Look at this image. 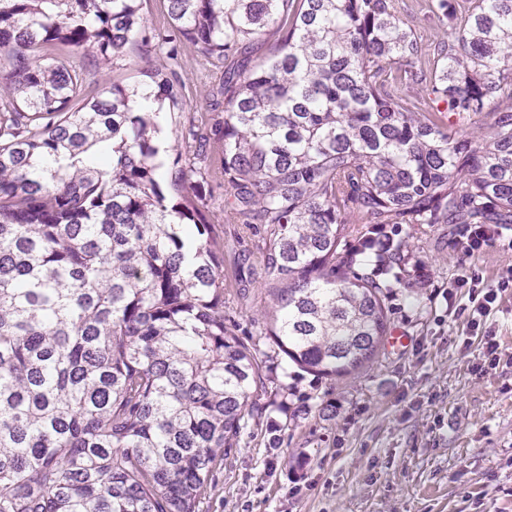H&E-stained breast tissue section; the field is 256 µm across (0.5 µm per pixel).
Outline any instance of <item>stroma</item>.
Here are the masks:
<instances>
[{
    "label": "stroma",
    "mask_w": 512,
    "mask_h": 512,
    "mask_svg": "<svg viewBox=\"0 0 512 512\" xmlns=\"http://www.w3.org/2000/svg\"><path fill=\"white\" fill-rule=\"evenodd\" d=\"M176 57H142L128 45L114 66H88V81L136 84L143 69L173 68L183 106L172 121L207 136L196 163L212 196L211 236L224 257V324L256 354L264 378L257 406L213 471L199 512H512V290L499 293L479 329L469 326L460 272L461 224H402L411 269L386 301L389 330L358 374L320 379L275 356L264 334L272 301L253 284L261 236L224 221L222 71L174 37ZM485 284L512 266V224L476 254ZM502 354L484 357L486 339Z\"/></svg>",
    "instance_id": "35a3bbf8"
}]
</instances>
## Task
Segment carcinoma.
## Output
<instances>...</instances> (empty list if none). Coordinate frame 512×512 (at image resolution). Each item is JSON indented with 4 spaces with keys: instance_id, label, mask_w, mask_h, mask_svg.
Here are the masks:
<instances>
[{
    "instance_id": "carcinoma-1",
    "label": "carcinoma",
    "mask_w": 512,
    "mask_h": 512,
    "mask_svg": "<svg viewBox=\"0 0 512 512\" xmlns=\"http://www.w3.org/2000/svg\"><path fill=\"white\" fill-rule=\"evenodd\" d=\"M143 2L0 0V512H198L263 386L203 185L163 143L176 72L94 94L74 62L168 42ZM428 9L429 45L398 0H168L224 69V221L262 236L266 335L316 377L387 334L404 245L378 254L373 227L512 224V0ZM372 262L387 280L352 270Z\"/></svg>"
}]
</instances>
